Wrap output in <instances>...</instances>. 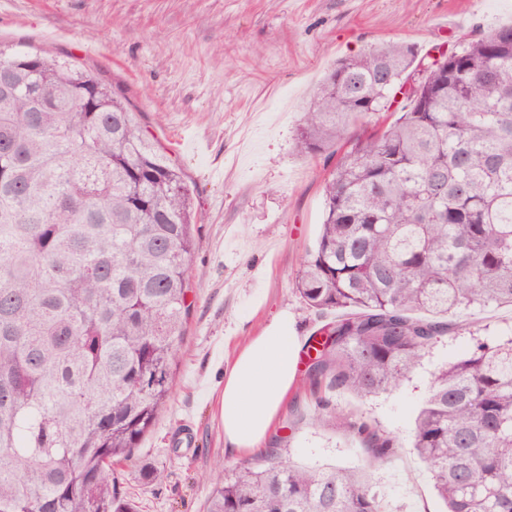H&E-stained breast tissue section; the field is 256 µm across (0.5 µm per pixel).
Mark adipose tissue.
Returning a JSON list of instances; mask_svg holds the SVG:
<instances>
[{"label":"adipose tissue","instance_id":"1","mask_svg":"<svg viewBox=\"0 0 512 512\" xmlns=\"http://www.w3.org/2000/svg\"><path fill=\"white\" fill-rule=\"evenodd\" d=\"M302 348L283 313L247 341L225 372L224 438L237 450L256 451L269 434L296 383Z\"/></svg>","mask_w":512,"mask_h":512}]
</instances>
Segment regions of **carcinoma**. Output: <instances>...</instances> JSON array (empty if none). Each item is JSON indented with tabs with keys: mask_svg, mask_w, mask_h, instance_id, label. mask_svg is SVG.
<instances>
[{
	"mask_svg": "<svg viewBox=\"0 0 512 512\" xmlns=\"http://www.w3.org/2000/svg\"><path fill=\"white\" fill-rule=\"evenodd\" d=\"M399 94L391 123L363 126ZM344 138L296 291L336 313L309 339L307 380L366 399L400 386L452 317L512 306V25L452 56L389 43L338 62L297 147ZM192 214L121 87L0 47V512H136L112 465L171 394ZM349 432L371 466L396 453L372 420ZM282 443L261 465H216L207 512H389L366 472L297 464ZM412 443L445 512H512V338L474 336L433 373Z\"/></svg>",
	"mask_w": 512,
	"mask_h": 512,
	"instance_id": "1",
	"label": "carcinoma"
}]
</instances>
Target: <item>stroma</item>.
I'll return each instance as SVG.
<instances>
[{
  "instance_id": "stroma-1",
  "label": "stroma",
  "mask_w": 512,
  "mask_h": 512,
  "mask_svg": "<svg viewBox=\"0 0 512 512\" xmlns=\"http://www.w3.org/2000/svg\"><path fill=\"white\" fill-rule=\"evenodd\" d=\"M512 23V0H0V43L70 56L121 84L139 121L194 191V306L172 366L167 406L115 471L138 512H207L216 463L245 455L224 439V369L249 337L287 311L291 335L322 318L296 293V276L323 219L329 152L303 154L297 137L314 93L336 63L388 41L418 57ZM463 333L428 350L399 389L328 398L350 422L376 421L396 437L387 464L369 467L357 441L314 422L315 395L297 386L273 432L302 464L369 469L392 512H440L425 467L408 446L431 373L467 348L470 332L512 337V308L455 318ZM164 480L141 479L140 467Z\"/></svg>"
}]
</instances>
